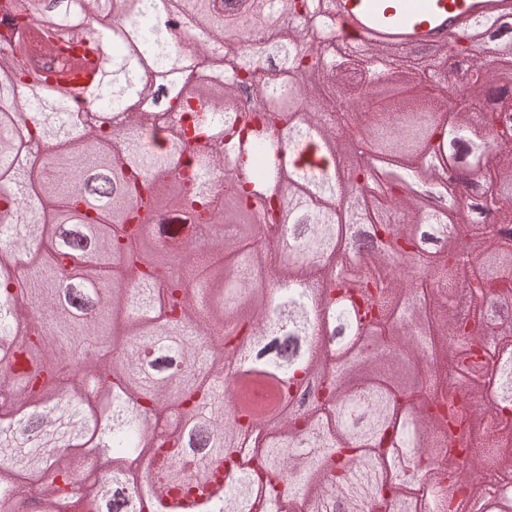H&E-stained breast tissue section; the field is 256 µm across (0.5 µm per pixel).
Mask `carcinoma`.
<instances>
[{"mask_svg":"<svg viewBox=\"0 0 512 512\" xmlns=\"http://www.w3.org/2000/svg\"><path fill=\"white\" fill-rule=\"evenodd\" d=\"M267 36L239 32L257 0H6L0 26V505L11 473L49 476L33 512H456L449 444L512 468V355L492 395L485 351L512 323V19L432 3L459 24L411 88L374 61L404 46L364 39L359 60L323 51L332 0H278ZM191 7L175 47L160 12ZM111 68L90 67L82 29ZM467 61L468 104H448V57ZM159 111L141 106L158 100ZM47 148L26 167V141ZM189 224L165 246L151 222ZM457 235L479 237L465 260ZM365 265L362 279L352 270ZM429 280L434 312L412 332ZM468 295L476 316L449 300ZM455 385L407 407L421 367ZM83 374L61 382L63 362ZM268 432L258 455L239 446ZM316 449L297 465L293 448ZM105 459L95 499L70 480L74 449ZM423 495H404L400 449ZM161 457L149 473L128 463Z\"/></svg>","mask_w":512,"mask_h":512,"instance_id":"obj_1","label":"carcinoma"}]
</instances>
